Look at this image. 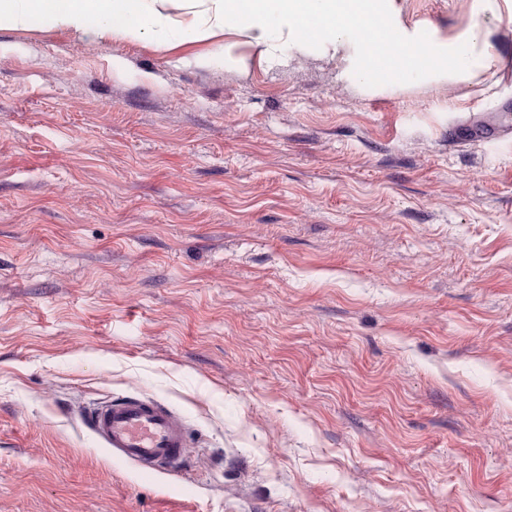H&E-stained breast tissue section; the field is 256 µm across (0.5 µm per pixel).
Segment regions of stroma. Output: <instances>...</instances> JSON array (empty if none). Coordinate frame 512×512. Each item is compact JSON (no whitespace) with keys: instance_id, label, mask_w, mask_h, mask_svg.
Returning <instances> with one entry per match:
<instances>
[{"instance_id":"1","label":"stroma","mask_w":512,"mask_h":512,"mask_svg":"<svg viewBox=\"0 0 512 512\" xmlns=\"http://www.w3.org/2000/svg\"><path fill=\"white\" fill-rule=\"evenodd\" d=\"M362 90L156 29H0V512H512V25ZM163 400L180 474L84 410Z\"/></svg>"}]
</instances>
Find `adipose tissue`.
<instances>
[{"label":"adipose tissue","mask_w":512,"mask_h":512,"mask_svg":"<svg viewBox=\"0 0 512 512\" xmlns=\"http://www.w3.org/2000/svg\"><path fill=\"white\" fill-rule=\"evenodd\" d=\"M167 0H0V23L26 24L36 15L96 39L139 38L154 29L172 30L174 42L223 38L225 53L238 39L258 48L261 57L279 60L283 49L303 53L312 47L336 66V78L377 88L400 74L418 70L437 81L467 82L494 67L487 31L473 26L456 42L403 24L396 0H206L201 15L172 23ZM383 16L388 38L374 44L368 35L372 13Z\"/></svg>","instance_id":"1"}]
</instances>
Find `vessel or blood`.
<instances>
[{
  "label": "vessel or blood",
  "mask_w": 512,
  "mask_h": 512,
  "mask_svg": "<svg viewBox=\"0 0 512 512\" xmlns=\"http://www.w3.org/2000/svg\"><path fill=\"white\" fill-rule=\"evenodd\" d=\"M85 425L109 453L144 473L181 467L187 446L182 417L157 399L122 397L94 404Z\"/></svg>",
  "instance_id": "b4317fda"
}]
</instances>
